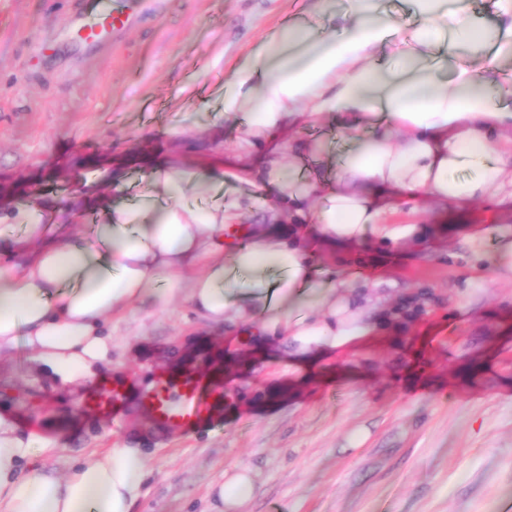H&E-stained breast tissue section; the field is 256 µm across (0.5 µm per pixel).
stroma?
I'll return each mask as SVG.
<instances>
[{
  "label": "stroma",
  "mask_w": 512,
  "mask_h": 512,
  "mask_svg": "<svg viewBox=\"0 0 512 512\" xmlns=\"http://www.w3.org/2000/svg\"><path fill=\"white\" fill-rule=\"evenodd\" d=\"M85 2L0 0V179L37 171L43 193L63 199L98 175L73 176L79 160L121 156L169 130L207 149L199 132L218 120L227 77L316 0H165L143 26L79 55L63 30ZM419 220L430 230L422 243L364 269L346 252H317L332 273L386 282L384 309L423 288L436 298L400 340L378 330L335 350L328 365L348 376L294 387L286 361H268L248 384L281 383L285 396L213 406L189 432H155L133 408L100 418L87 406L95 381H124L134 398L171 366L175 342L192 344L203 370L239 350L178 295L113 313L112 350L87 379L62 381L22 346L1 353L0 411L38 448L32 466L54 477L117 446L142 449L133 512H211V486L237 466L254 477L245 512H512V278L468 263L471 236L494 252L512 213L473 201Z\"/></svg>",
  "instance_id": "stroma-1"
}]
</instances>
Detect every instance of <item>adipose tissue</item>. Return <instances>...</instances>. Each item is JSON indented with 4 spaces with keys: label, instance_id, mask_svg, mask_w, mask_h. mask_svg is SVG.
<instances>
[{
    "label": "adipose tissue",
    "instance_id": "adipose-tissue-1",
    "mask_svg": "<svg viewBox=\"0 0 512 512\" xmlns=\"http://www.w3.org/2000/svg\"><path fill=\"white\" fill-rule=\"evenodd\" d=\"M331 3L318 0L315 26L283 27L227 78L231 129L204 130L216 158H186L173 139L144 154L151 191L137 202L117 159L76 200L0 210V352L22 344L62 379L87 377L112 348L103 325L113 311L183 292L205 322L259 354L278 346L292 374L311 377L333 350L390 325L371 294L310 260L313 244H418L426 227L391 220L401 205L415 216L426 201L512 203V108L489 95L512 91L501 80L512 0H494L488 18L466 0H413L417 25L393 46L378 0L344 14ZM387 49L405 64L394 79L371 70ZM450 56L459 65L448 88L438 71ZM325 120L351 148L338 173L311 175L309 161L332 145L297 130ZM463 168L470 176L457 178ZM229 185L238 192L226 203ZM196 191L216 203H185ZM87 211L90 235H74ZM242 273L255 282L238 293ZM35 453L0 430V512H132L140 449H110L62 480L28 467ZM253 491L249 469L225 472L216 512H239Z\"/></svg>",
    "mask_w": 512,
    "mask_h": 512
}]
</instances>
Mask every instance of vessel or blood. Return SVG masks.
Listing matches in <instances>:
<instances>
[{
    "instance_id": "b4317fda",
    "label": "vessel or blood",
    "mask_w": 512,
    "mask_h": 512,
    "mask_svg": "<svg viewBox=\"0 0 512 512\" xmlns=\"http://www.w3.org/2000/svg\"><path fill=\"white\" fill-rule=\"evenodd\" d=\"M164 0H114L105 4L97 0L93 16L79 15L68 30L78 46L98 49L106 38L119 39L138 27L146 11H160ZM204 377L190 373L179 382L156 383L143 398L144 405L155 424L161 429L192 430L210 408L203 392ZM99 412L111 413L124 403L123 391L112 387L109 380H101L95 389Z\"/></svg>"
}]
</instances>
